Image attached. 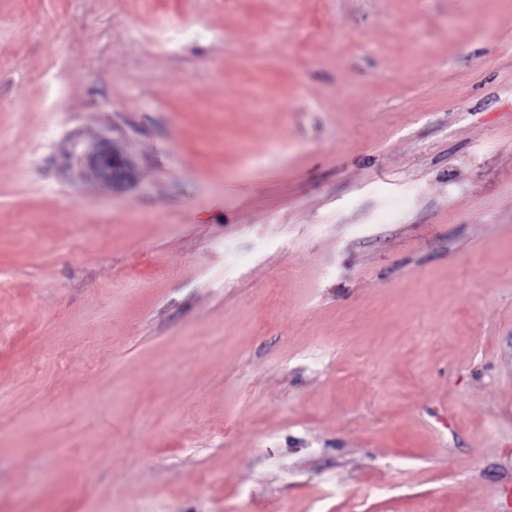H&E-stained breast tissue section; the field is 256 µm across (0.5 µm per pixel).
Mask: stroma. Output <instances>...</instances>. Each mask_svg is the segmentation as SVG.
Returning a JSON list of instances; mask_svg holds the SVG:
<instances>
[{"mask_svg":"<svg viewBox=\"0 0 512 512\" xmlns=\"http://www.w3.org/2000/svg\"><path fill=\"white\" fill-rule=\"evenodd\" d=\"M428 504L512 512V0H0V512Z\"/></svg>","mask_w":512,"mask_h":512,"instance_id":"35a3bbf8","label":"stroma"}]
</instances>
